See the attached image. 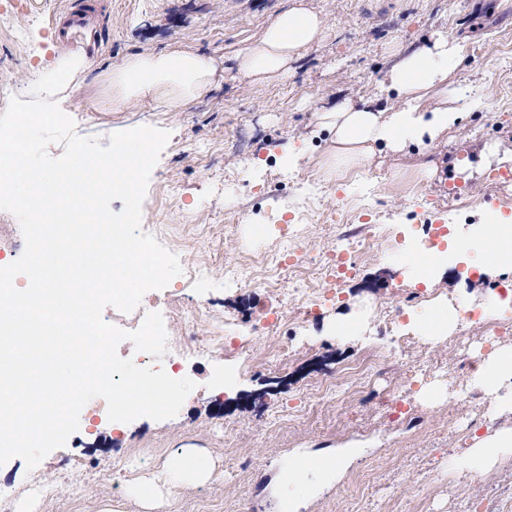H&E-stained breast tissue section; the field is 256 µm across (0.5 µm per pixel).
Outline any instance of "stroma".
<instances>
[{
    "label": "stroma",
    "instance_id": "35a3bbf8",
    "mask_svg": "<svg viewBox=\"0 0 512 512\" xmlns=\"http://www.w3.org/2000/svg\"><path fill=\"white\" fill-rule=\"evenodd\" d=\"M294 0H100L105 48L82 61L70 84L54 100L75 122L76 131L109 145L110 134L141 125L170 131L154 167L142 205V229L177 255L181 265L208 266L210 280L192 284L183 276L167 285L169 306L161 307L167 334L185 331L184 313L200 304L208 322L199 335L218 328L247 330L254 351L267 348L260 329L278 297L263 288L264 268L245 287L224 276L226 261L249 262L254 254H285L291 219L284 203L299 184H315L309 203L324 211V223L302 227L300 247L316 262L351 228L377 225V257L358 266L336 286L333 301L317 316L289 307L288 361L256 374L211 382L224 368V349L180 362V375L194 389L179 413L155 421L146 417L118 423L80 413L67 450L81 465L79 476L58 470L57 453L34 469L11 459L0 470V489L15 500L37 497L35 512H139L115 492L112 473L123 481L147 478L168 455L202 449L214 481L183 490L173 512H271L278 500L293 512H468L497 484H512V454L499 457L482 474L450 471V457L462 456L474 437L500 426L474 376L489 354L512 348V335L483 340L482 305L499 282L475 274L473 253H460L428 288L430 305L449 304L458 315L443 336L418 337L409 363H390L374 378L372 396L314 395L311 384L324 373L362 356L379 323L393 317L412 290L423 287L409 258L417 244L438 242L430 224H448L464 240L491 216L512 218V182L494 185L498 153L512 151V0H306L319 11L328 34L292 64L288 81L253 84L237 73L234 57L257 40ZM63 0H0V80L29 100L35 70L50 72L67 52L56 39L54 13ZM27 31L17 41V28ZM460 43L463 62L450 82L472 89L448 139L428 150L399 156L376 154L363 168L335 170L320 165L328 133L317 128L319 112L343 103L375 100L397 104L386 92L397 50H412L436 35ZM172 47L196 49L222 63L211 90L176 112L140 100L124 111L112 109L113 67L128 57ZM301 149L297 165L276 162V148ZM469 169L459 171L460 160ZM478 198L462 218L449 220L457 196ZM496 201L489 212L486 200ZM356 322V335L336 334L337 321ZM404 398L422 416L427 433L409 434L386 409ZM307 399L308 410L294 420L282 410ZM339 457L337 470L308 472L303 485L288 478L294 459L309 454ZM249 470H242V460ZM368 474L363 491H353V473Z\"/></svg>",
    "mask_w": 512,
    "mask_h": 512
}]
</instances>
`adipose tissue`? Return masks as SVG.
I'll return each mask as SVG.
<instances>
[{
    "label": "adipose tissue",
    "instance_id": "ef3b65f1",
    "mask_svg": "<svg viewBox=\"0 0 512 512\" xmlns=\"http://www.w3.org/2000/svg\"><path fill=\"white\" fill-rule=\"evenodd\" d=\"M326 31L322 16L303 0H296L270 22L258 40L240 49L237 70L252 83L287 79L292 62L322 41ZM461 62V46L448 37H438L430 45L399 54L389 76L398 105L383 109L365 101L321 112L320 127L333 143L330 163L350 168L370 159L378 146L402 153L446 139L459 118V102L469 97L468 89H454L446 106L427 108L422 100L432 89L447 88ZM219 67L215 57L197 50L131 56L112 70V107L117 110L133 99H151L160 101L167 111H177L185 102L209 92ZM470 248L478 254L482 274L512 272V224L484 225ZM478 379L492 410L500 416L512 415V351H493L480 367ZM213 474V465L194 449L185 448L167 458L157 477L130 481L125 496L142 512H169L181 490L210 482Z\"/></svg>",
    "mask_w": 512,
    "mask_h": 512
}]
</instances>
